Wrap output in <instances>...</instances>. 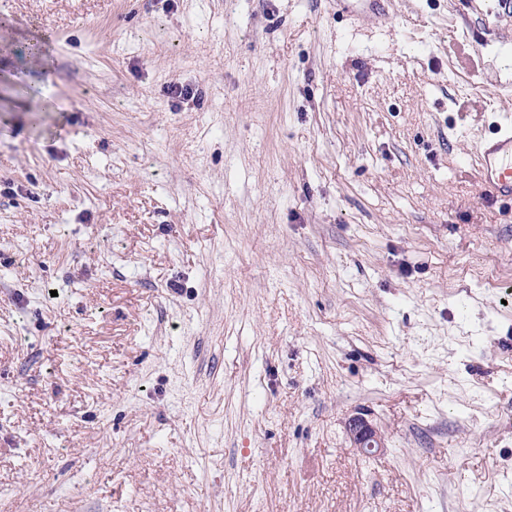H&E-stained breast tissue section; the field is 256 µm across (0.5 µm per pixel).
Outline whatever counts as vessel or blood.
Wrapping results in <instances>:
<instances>
[{
	"label": "vessel or blood",
	"instance_id": "obj_1",
	"mask_svg": "<svg viewBox=\"0 0 512 512\" xmlns=\"http://www.w3.org/2000/svg\"><path fill=\"white\" fill-rule=\"evenodd\" d=\"M388 0H336V9L350 11L360 4L367 16L377 23L388 20ZM474 167L487 200H512V115L503 114L495 121L490 134L478 144Z\"/></svg>",
	"mask_w": 512,
	"mask_h": 512
}]
</instances>
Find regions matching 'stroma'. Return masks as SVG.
<instances>
[{
    "label": "stroma",
    "instance_id": "obj_1",
    "mask_svg": "<svg viewBox=\"0 0 512 512\" xmlns=\"http://www.w3.org/2000/svg\"><path fill=\"white\" fill-rule=\"evenodd\" d=\"M387 9L0 0V512H512V0ZM474 167L488 201H512V117L504 113L478 144ZM354 444L364 453H372L379 450V443L375 433L361 418H355L350 423Z\"/></svg>",
    "mask_w": 512,
    "mask_h": 512
}]
</instances>
